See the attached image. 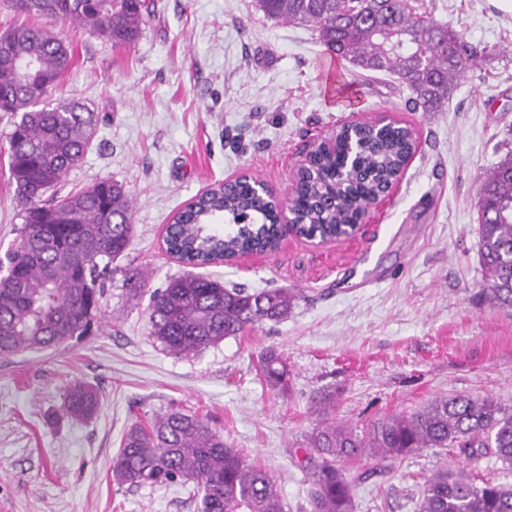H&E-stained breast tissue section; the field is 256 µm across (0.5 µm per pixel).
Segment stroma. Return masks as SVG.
<instances>
[{"label":"stroma","instance_id":"35a3bbf8","mask_svg":"<svg viewBox=\"0 0 512 512\" xmlns=\"http://www.w3.org/2000/svg\"><path fill=\"white\" fill-rule=\"evenodd\" d=\"M411 2L463 30L477 55L443 112L410 109L395 77L360 75L310 30L266 18L256 0H154L128 47L47 21L73 54L47 104L77 101L97 115L92 145L57 193L123 184L134 233L88 336L0 357V512H197L188 487L127 489L112 477L130 426L169 411L196 414L276 477L286 512H303L305 439L325 394L336 396L337 420L360 428L458 394L512 411V312L486 295L477 235L483 178L512 158V15L489 0ZM385 113L414 128L418 148L353 238L290 235L276 251L200 269L251 292L299 293L288 318L189 357L163 351L148 332L146 295L128 297L126 278L148 272L151 291L186 273L164 242L174 216L243 174L283 197L302 156L337 126ZM22 212L0 162V258ZM269 350L288 367L287 394L263 380ZM76 382L99 395L92 419L62 415ZM458 459L453 448H424L381 467L343 462L357 478L354 512H418L426 479Z\"/></svg>","mask_w":512,"mask_h":512}]
</instances>
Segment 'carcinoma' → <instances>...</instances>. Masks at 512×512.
Wrapping results in <instances>:
<instances>
[{
  "label": "carcinoma",
  "instance_id": "carcinoma-1",
  "mask_svg": "<svg viewBox=\"0 0 512 512\" xmlns=\"http://www.w3.org/2000/svg\"><path fill=\"white\" fill-rule=\"evenodd\" d=\"M13 9L98 30L132 45L150 18L149 0H10ZM271 19L316 32L325 50L368 73L397 77L423 112H441L457 81L476 64L464 32L417 14L409 0H257ZM72 53L45 27L20 24L0 35V112H19L6 150L9 180L24 202L17 242L0 277V356L64 345L98 318L104 279L127 250L133 199L112 180L60 199L46 197L83 160L97 127L95 113L70 101L38 107L69 69ZM335 146L318 145L294 175L292 233L322 242L352 228L363 202L400 170L413 148L398 126L364 123L354 138L341 125ZM249 177L232 191L216 187L176 215L167 250L190 265H208L255 250L272 251L285 233L279 207ZM479 251L489 299L512 310V160L487 174L480 193ZM231 227L211 230L215 217ZM296 295L285 289L249 293L218 279L186 273L154 290L147 325L168 353L195 355L244 328L288 317ZM271 390L287 389L279 355L261 357ZM96 390L72 384L63 415L93 416ZM306 512H354L353 486L339 463L361 456L380 462L421 448H458L473 457L492 451L512 465V413L492 397H437L410 414L387 416L359 433L326 417L308 436ZM118 485L193 484L198 512H285L281 488L249 463L224 435L193 414H157L132 425L112 458ZM419 512H512V488L477 481L451 465L425 481Z\"/></svg>",
  "mask_w": 512,
  "mask_h": 512
}]
</instances>
